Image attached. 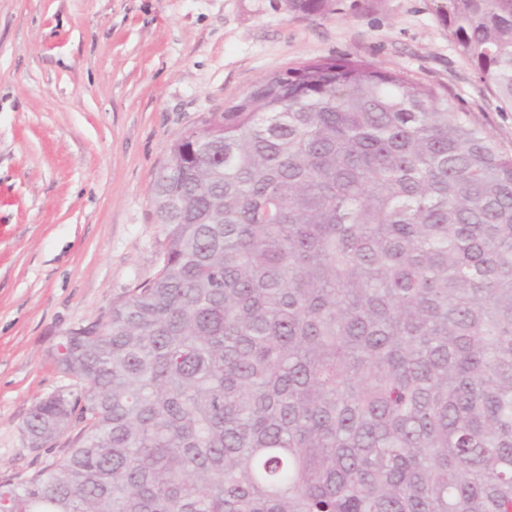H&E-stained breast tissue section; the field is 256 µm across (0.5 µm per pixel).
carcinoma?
Segmentation results:
<instances>
[{
    "instance_id": "obj_1",
    "label": "carcinoma",
    "mask_w": 512,
    "mask_h": 512,
    "mask_svg": "<svg viewBox=\"0 0 512 512\" xmlns=\"http://www.w3.org/2000/svg\"><path fill=\"white\" fill-rule=\"evenodd\" d=\"M512 107V0H440ZM331 0H288L319 14ZM153 278L51 356L75 388L0 512H512V154L441 86L268 73L177 139Z\"/></svg>"
}]
</instances>
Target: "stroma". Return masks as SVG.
I'll return each mask as SVG.
<instances>
[{"label":"stroma","instance_id":"35a3bbf8","mask_svg":"<svg viewBox=\"0 0 512 512\" xmlns=\"http://www.w3.org/2000/svg\"><path fill=\"white\" fill-rule=\"evenodd\" d=\"M438 0H0V476L62 460L79 422L40 449L35 401L70 390L49 354L153 276L151 206L175 140L267 73L362 59L445 86L512 153V108L479 81Z\"/></svg>","mask_w":512,"mask_h":512}]
</instances>
